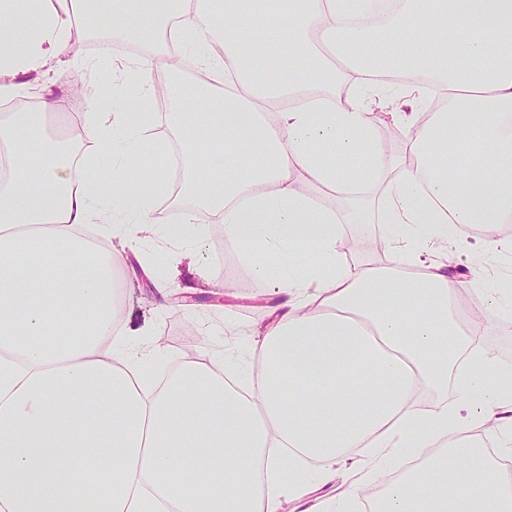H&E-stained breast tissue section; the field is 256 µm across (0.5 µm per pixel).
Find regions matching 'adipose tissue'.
Here are the masks:
<instances>
[{"label": "adipose tissue", "mask_w": 512, "mask_h": 512, "mask_svg": "<svg viewBox=\"0 0 512 512\" xmlns=\"http://www.w3.org/2000/svg\"><path fill=\"white\" fill-rule=\"evenodd\" d=\"M267 4L0 0L1 102L90 30L116 46L168 38L224 75L171 79L162 113L116 112L113 85L90 82L79 157L47 132L62 101L0 114L16 160L0 180V512H281L285 473L314 463L332 481L355 448L342 500L389 471L376 512H512V480L473 436L512 446V370L461 327L460 281L422 258L432 238L404 233L473 224L512 252V0H277L275 59L239 33ZM306 57L323 59L325 93L305 94ZM378 104L410 164L375 139ZM162 125L187 143L179 195L194 209L160 226L129 160L155 154ZM315 189L346 207L315 205ZM200 223L223 225L243 257L270 254L251 275L288 297L251 346L245 388L222 354L150 374L157 348L123 324L125 259L106 245L97 260L84 234L156 228L177 244ZM346 224L392 226L386 264L344 263ZM428 388L454 389L466 417L421 407ZM92 479L101 498L84 493Z\"/></svg>", "instance_id": "1"}]
</instances>
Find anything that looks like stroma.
I'll list each match as a JSON object with an SVG mask.
<instances>
[{
	"label": "stroma",
	"mask_w": 512,
	"mask_h": 512,
	"mask_svg": "<svg viewBox=\"0 0 512 512\" xmlns=\"http://www.w3.org/2000/svg\"><path fill=\"white\" fill-rule=\"evenodd\" d=\"M82 43L83 50L66 52L65 64L52 66L43 75H27L29 100L37 103L48 95L62 97L70 118L81 117L88 103L86 98L74 95L73 83L82 73L81 62L93 58L99 63L98 78L113 77L125 86L118 98V111H136L140 86L153 82V75L134 73L137 57L130 53L125 56L130 74H114L112 46L107 40L88 34ZM86 233L96 239L104 236L96 224L88 225ZM343 233L359 244L356 251L344 255L347 264L384 260V253L376 248L382 237L381 225L347 224ZM190 238L186 245L173 246L149 232L139 233L134 241L122 232L107 237L109 244L126 258L125 324L131 329L149 327L154 339L163 342L165 350L155 359L156 370L167 369L171 358L188 349L210 354L233 347L238 358L231 370L235 376H242L253 367L250 346L256 331L265 327L268 311L278 297L273 286L250 283V268L238 249L225 242L221 225H191ZM437 248L455 255L450 272L462 284L461 306L471 307L474 283L480 279L512 290V253L489 249L476 227L458 228L452 239L438 241ZM167 279L173 280L174 286L169 296L163 297L156 284ZM227 279L236 281V288L221 290V282ZM461 324L471 329L475 345L492 351L502 364L512 366V311L490 316L478 331L472 330L469 319H462Z\"/></svg>",
	"instance_id": "obj_1"
}]
</instances>
